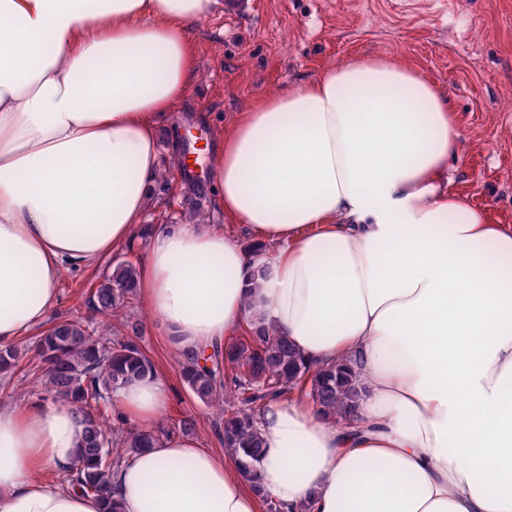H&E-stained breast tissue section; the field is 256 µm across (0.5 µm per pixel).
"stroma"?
<instances>
[{"label":"stroma","instance_id":"stroma-1","mask_svg":"<svg viewBox=\"0 0 512 512\" xmlns=\"http://www.w3.org/2000/svg\"><path fill=\"white\" fill-rule=\"evenodd\" d=\"M244 13H217L190 33L194 78L158 131L166 189L155 190L151 224L185 222L195 192L211 223L240 237L241 225L216 212L207 166L239 112L356 55L393 58L422 70L448 96L461 138L452 191L489 223L512 225V0H245ZM112 268L103 261L66 273L58 316L87 320L92 283ZM128 314L143 325L140 344L155 365L167 401L166 435L184 416L195 437L220 453L222 412L204 405L179 377V354L135 300Z\"/></svg>","mask_w":512,"mask_h":512}]
</instances>
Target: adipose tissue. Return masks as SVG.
Listing matches in <instances>:
<instances>
[{
  "label": "adipose tissue",
  "mask_w": 512,
  "mask_h": 512,
  "mask_svg": "<svg viewBox=\"0 0 512 512\" xmlns=\"http://www.w3.org/2000/svg\"><path fill=\"white\" fill-rule=\"evenodd\" d=\"M220 0H0V347L61 302L65 272L141 229L157 131L185 97L192 27ZM419 71L353 57L240 114L212 191L249 244L160 224L137 288L172 344L246 323L360 382L336 422L302 395L257 416L259 486L188 435L122 464V512H512V226L448 189L460 132ZM160 380L113 404L154 424ZM81 427L63 404L0 401V512H103L64 487Z\"/></svg>",
  "instance_id": "1"
}]
</instances>
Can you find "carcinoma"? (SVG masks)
Segmentation results:
<instances>
[{
    "mask_svg": "<svg viewBox=\"0 0 512 512\" xmlns=\"http://www.w3.org/2000/svg\"><path fill=\"white\" fill-rule=\"evenodd\" d=\"M137 279L138 269L131 261L113 263L111 274L91 289L92 311L110 316L129 306L137 296ZM122 326L128 335L77 320L57 321L36 344L44 393L71 406L80 419L79 467L69 475L71 488L101 498L104 512H122L112 497V469L158 440L153 430L116 424L105 414L119 388L156 374L154 364L134 340L140 323L127 317ZM27 354L28 349L15 345L1 347L0 373L14 371ZM179 372L199 401L230 407L222 427L224 447L245 459L241 475L256 488L260 483L254 463L264 451L256 414L268 399L307 389L322 411L341 419L359 397L357 381L345 369L313 370L285 338L263 329L216 347L210 355L181 353Z\"/></svg>",
    "mask_w": 512,
    "mask_h": 512,
    "instance_id": "1",
    "label": "carcinoma"
}]
</instances>
